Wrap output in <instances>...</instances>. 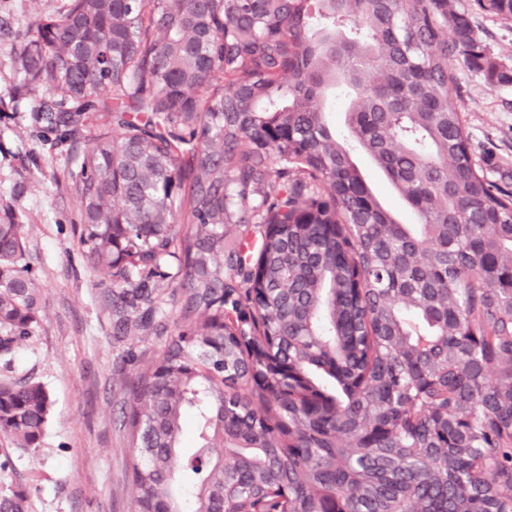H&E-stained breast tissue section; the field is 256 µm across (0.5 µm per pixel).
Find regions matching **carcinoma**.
<instances>
[{
	"instance_id": "1",
	"label": "carcinoma",
	"mask_w": 512,
	"mask_h": 512,
	"mask_svg": "<svg viewBox=\"0 0 512 512\" xmlns=\"http://www.w3.org/2000/svg\"><path fill=\"white\" fill-rule=\"evenodd\" d=\"M479 2L512 21V0ZM30 29L17 70L45 88L36 118L61 140L112 92V130L69 175L83 256L120 289L117 330L130 309L152 324L166 269L182 289L180 325L128 380L135 512H182L178 477L195 512H317L333 493L345 512H512V175L473 162L451 65L492 85L512 69L469 15L449 0H71ZM336 90L340 138L322 105ZM356 149L419 223L381 204ZM226 224L241 227L229 245ZM23 235L0 222L7 363L41 312ZM51 407L41 383L0 380L17 447L39 446Z\"/></svg>"
}]
</instances>
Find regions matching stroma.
Here are the masks:
<instances>
[{"label": "stroma", "mask_w": 512, "mask_h": 512, "mask_svg": "<svg viewBox=\"0 0 512 512\" xmlns=\"http://www.w3.org/2000/svg\"><path fill=\"white\" fill-rule=\"evenodd\" d=\"M70 0H0V219L24 227L25 263L40 286L42 313L0 377L43 384L53 400L39 447L15 448L0 435V498L23 496L25 512H133L123 426L126 380L150 370L180 319L177 281L155 293L165 332L114 327L111 280L92 269L79 244V205L68 177L71 159L54 132L34 119L45 91L23 81L15 59L35 20L60 14ZM472 17L489 53L512 67V21L451 0ZM476 163L497 178L512 173V84L493 86L464 61L452 64Z\"/></svg>", "instance_id": "35a3bbf8"}]
</instances>
